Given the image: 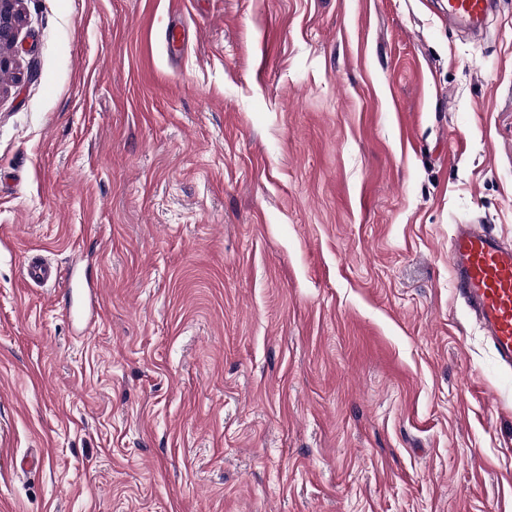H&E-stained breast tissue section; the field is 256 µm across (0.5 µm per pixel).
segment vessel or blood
Returning <instances> with one entry per match:
<instances>
[{"instance_id":"vessel-or-blood-1","label":"vessel or blood","mask_w":512,"mask_h":512,"mask_svg":"<svg viewBox=\"0 0 512 512\" xmlns=\"http://www.w3.org/2000/svg\"><path fill=\"white\" fill-rule=\"evenodd\" d=\"M450 22L471 32L484 29L494 0H444ZM453 286L479 320L501 365L512 368V243L491 227L455 225L449 247ZM29 282L57 281L59 272L46 261L30 259Z\"/></svg>"}]
</instances>
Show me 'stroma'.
I'll use <instances>...</instances> for the list:
<instances>
[{
  "mask_svg": "<svg viewBox=\"0 0 512 512\" xmlns=\"http://www.w3.org/2000/svg\"><path fill=\"white\" fill-rule=\"evenodd\" d=\"M19 8L0 512H512V373L448 262L512 241V0L480 36L438 0ZM27 281L34 284H47L60 279L58 269L39 258H32L25 267Z\"/></svg>",
  "mask_w": 512,
  "mask_h": 512,
  "instance_id": "35a3bbf8",
  "label": "stroma"
}]
</instances>
